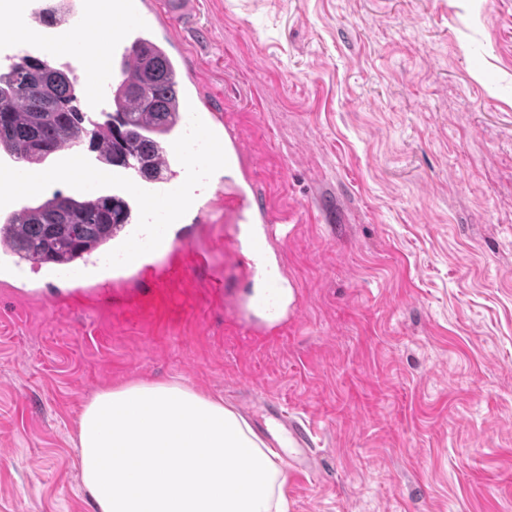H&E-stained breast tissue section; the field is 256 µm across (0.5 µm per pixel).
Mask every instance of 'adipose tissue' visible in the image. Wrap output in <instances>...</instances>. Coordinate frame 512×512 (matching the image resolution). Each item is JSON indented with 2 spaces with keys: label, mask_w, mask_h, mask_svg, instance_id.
Wrapping results in <instances>:
<instances>
[{
  "label": "adipose tissue",
  "mask_w": 512,
  "mask_h": 512,
  "mask_svg": "<svg viewBox=\"0 0 512 512\" xmlns=\"http://www.w3.org/2000/svg\"><path fill=\"white\" fill-rule=\"evenodd\" d=\"M77 448L96 512H285L279 453L221 398L180 382L97 391Z\"/></svg>",
  "instance_id": "adipose-tissue-1"
}]
</instances>
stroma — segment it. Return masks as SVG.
<instances>
[{
  "label": "stroma",
  "instance_id": "35a3bbf8",
  "mask_svg": "<svg viewBox=\"0 0 512 512\" xmlns=\"http://www.w3.org/2000/svg\"><path fill=\"white\" fill-rule=\"evenodd\" d=\"M198 23L185 59L288 224L293 300L269 324L225 269L220 183L150 273L0 256V512H95L85 403L175 380L310 427L311 470L280 451L288 512H512V0H198Z\"/></svg>",
  "mask_w": 512,
  "mask_h": 512
}]
</instances>
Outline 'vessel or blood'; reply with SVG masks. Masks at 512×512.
<instances>
[{
	"label": "vessel or blood",
	"mask_w": 512,
	"mask_h": 512,
	"mask_svg": "<svg viewBox=\"0 0 512 512\" xmlns=\"http://www.w3.org/2000/svg\"><path fill=\"white\" fill-rule=\"evenodd\" d=\"M195 4L196 0H0V19L20 21L30 32L26 40L0 43V67L36 53L79 72L87 66L85 49L92 41L88 28L107 9L114 20L112 73L95 90L96 100L103 101L139 68V47L150 44L173 59L183 57L181 30L193 17ZM181 78L179 109L184 117L154 160L168 170V177L145 179L133 162L101 172L116 194L135 204L133 228L119 246V258L128 267H146L151 250L168 245L164 225L205 222L208 209L202 204L201 184L212 172L233 169L238 180L224 187V211L238 232L235 264L242 273H251L265 264L277 219L258 185L256 163L247 157L240 128L202 104L196 72L182 71ZM25 173L15 161L0 165V209L9 206L12 190ZM266 416L289 441L311 446L307 426L289 420L285 404L268 405Z\"/></svg>",
	"instance_id": "vessel-or-blood-1"
}]
</instances>
